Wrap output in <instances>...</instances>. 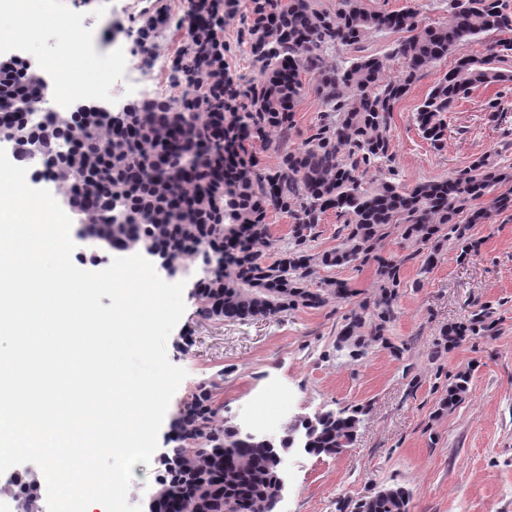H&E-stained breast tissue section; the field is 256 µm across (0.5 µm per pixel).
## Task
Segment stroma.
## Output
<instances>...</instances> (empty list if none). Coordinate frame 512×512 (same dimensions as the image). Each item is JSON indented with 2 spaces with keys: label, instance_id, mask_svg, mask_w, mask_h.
Here are the masks:
<instances>
[{
  "label": "stroma",
  "instance_id": "stroma-1",
  "mask_svg": "<svg viewBox=\"0 0 512 512\" xmlns=\"http://www.w3.org/2000/svg\"><path fill=\"white\" fill-rule=\"evenodd\" d=\"M129 0H19L34 19L21 30L15 20L0 24V52L30 58L55 83L68 54L64 43L74 14H82L78 49L111 64L112 81L88 84L80 102L114 107L155 95L151 68L143 64L133 30L138 19ZM250 0H237L224 25V60L231 74L255 77L256 68L240 40V17ZM421 72L390 120L393 167L398 182L412 186L465 169L481 155H505L512 172V94L499 121L484 105L496 87L473 91L449 115L442 151L424 141L410 116L442 76ZM414 243L390 229L379 245L383 256H402L405 282L388 327V345L369 343L361 355L336 347L345 317L375 292L376 268L331 269L357 293L321 309L232 323L210 320L192 295L197 278L188 266L185 312L167 340L171 363L187 376L173 396L150 463H137L128 501L146 506L165 474L163 455L173 448L175 423L196 389L220 379L215 400L227 424L246 428L268 407L287 400L296 416L362 408L353 444L335 456L282 451L286 490L279 512H356L382 487L410 493L409 512H512V210L484 224L467 225L463 240L445 243L429 272L413 259ZM492 322L479 336L448 342L444 327H468L474 315ZM469 372V391L451 411L441 398L456 374Z\"/></svg>",
  "mask_w": 512,
  "mask_h": 512
}]
</instances>
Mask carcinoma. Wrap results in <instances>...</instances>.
Segmentation results:
<instances>
[{
	"label": "carcinoma",
	"mask_w": 512,
	"mask_h": 512,
	"mask_svg": "<svg viewBox=\"0 0 512 512\" xmlns=\"http://www.w3.org/2000/svg\"><path fill=\"white\" fill-rule=\"evenodd\" d=\"M232 0H181L178 27L185 42L175 53L172 80L186 84L178 99L146 97L129 104L118 119L102 120L91 108L77 134L50 112L28 125L20 103L43 97L39 75L0 80V127H26L41 142L46 179L69 200L89 234L112 248L146 239L172 261L213 264L195 282L208 317L242 322L275 317L299 308L319 309L353 293L349 282L323 278L321 268L376 265L372 303L345 319L342 347L365 339L385 343L403 281L404 259L384 257L379 243L390 226L418 245L420 269L429 271L443 243L462 238L460 225L484 224L512 209V191L499 193L512 173L475 158L447 178L407 187L396 181L390 151V119L421 71L459 55L412 115L422 138L441 151L448 114L480 87L502 90L485 104L497 120L500 99L512 91V0H448L447 16L425 23L410 5L373 10L366 0H251L243 17L242 43L258 70L244 81L224 62V23ZM169 15L145 14L137 28L140 50L154 46ZM404 33L383 54L367 43ZM496 35L483 51L462 53L480 36ZM402 64L386 76L389 62ZM321 111L300 144L296 105L305 93L303 75ZM57 140L70 151L62 159ZM273 154L265 166L257 152ZM483 198L486 206L475 208ZM137 223L112 216V200ZM329 213L343 219L335 247L318 251L317 228ZM291 218L285 238L271 234L270 215ZM469 377L460 372L446 390L452 407L463 400ZM217 382L191 395L179 421L177 446L165 461L167 476L154 496L160 512H271L288 438L266 442L223 424L212 400ZM361 419L358 410L323 411L293 423L306 433L315 455L349 447ZM409 492L388 486L357 506V512H408Z\"/></svg>",
	"instance_id": "cac0c4a2"
}]
</instances>
